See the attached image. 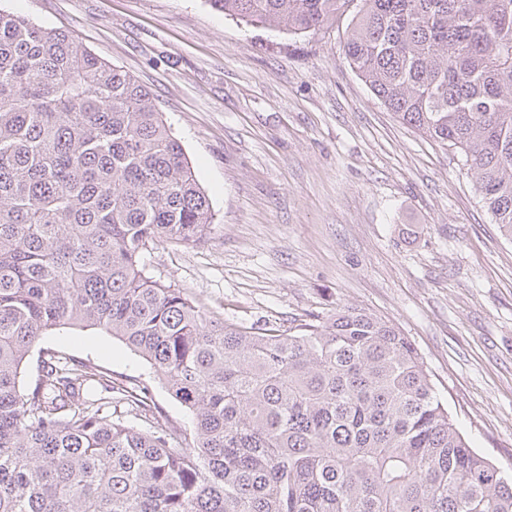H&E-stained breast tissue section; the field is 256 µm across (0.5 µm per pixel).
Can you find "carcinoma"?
I'll use <instances>...</instances> for the list:
<instances>
[{"instance_id":"carcinoma-1","label":"carcinoma","mask_w":512,"mask_h":512,"mask_svg":"<svg viewBox=\"0 0 512 512\" xmlns=\"http://www.w3.org/2000/svg\"><path fill=\"white\" fill-rule=\"evenodd\" d=\"M209 2L291 35L350 14V67L460 151L512 238V0ZM212 220L145 87L0 9V512H512L393 324L343 307L246 328L147 275L151 245L197 246ZM72 327L150 363L193 441L146 383L36 349Z\"/></svg>"}]
</instances>
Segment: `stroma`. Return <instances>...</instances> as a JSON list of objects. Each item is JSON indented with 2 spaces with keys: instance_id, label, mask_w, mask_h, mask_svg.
I'll return each instance as SVG.
<instances>
[{
  "instance_id": "1",
  "label": "stroma",
  "mask_w": 512,
  "mask_h": 512,
  "mask_svg": "<svg viewBox=\"0 0 512 512\" xmlns=\"http://www.w3.org/2000/svg\"><path fill=\"white\" fill-rule=\"evenodd\" d=\"M68 32L147 86L214 214L196 248L153 245L149 276L211 316L288 328L357 307L423 357L472 448L512 476V240L460 156L402 124L349 66L347 18L301 36L209 0H0ZM42 346L149 384L154 369L99 331Z\"/></svg>"
}]
</instances>
